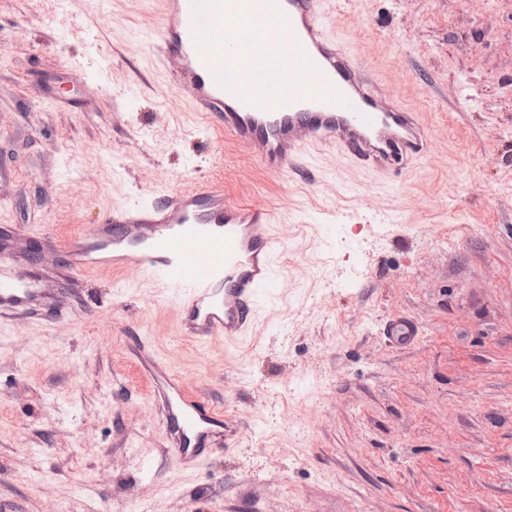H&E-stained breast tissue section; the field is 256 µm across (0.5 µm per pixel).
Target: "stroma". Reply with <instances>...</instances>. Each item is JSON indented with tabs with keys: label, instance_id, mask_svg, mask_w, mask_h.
Returning a JSON list of instances; mask_svg holds the SVG:
<instances>
[{
	"label": "stroma",
	"instance_id": "35a3bbf8",
	"mask_svg": "<svg viewBox=\"0 0 512 512\" xmlns=\"http://www.w3.org/2000/svg\"><path fill=\"white\" fill-rule=\"evenodd\" d=\"M160 13L0 0V225L66 240L216 178L274 211L285 286L235 343L182 336L175 295L117 272L77 282L69 319L7 321L0 512H512V0H325L429 130L389 179L256 160L162 91ZM395 317L417 340L383 335ZM144 338L224 409L233 436L197 468L168 451Z\"/></svg>",
	"mask_w": 512,
	"mask_h": 512
}]
</instances>
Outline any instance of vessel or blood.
Wrapping results in <instances>:
<instances>
[{"label":"vessel or blood","mask_w":512,"mask_h":512,"mask_svg":"<svg viewBox=\"0 0 512 512\" xmlns=\"http://www.w3.org/2000/svg\"><path fill=\"white\" fill-rule=\"evenodd\" d=\"M154 42L167 89L219 125L263 163L305 164L328 147L378 175L405 168L430 139L399 96L336 42L322 22L323 0H161ZM272 215L241 203L222 182L198 181L106 214L82 236L12 225L0 251V318L40 312L62 318L55 289L29 276L15 247L37 245L44 260H66L69 281L99 269L150 277L178 295L184 336L198 342L247 336L256 293L273 274L280 245ZM169 452L183 468L227 446L223 411L178 375L153 391Z\"/></svg>","instance_id":"b4317fda"}]
</instances>
